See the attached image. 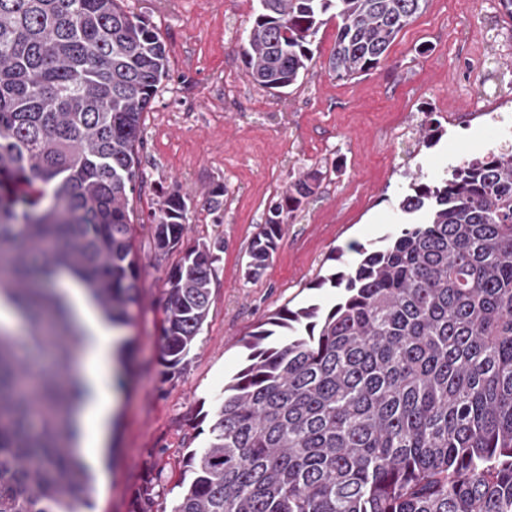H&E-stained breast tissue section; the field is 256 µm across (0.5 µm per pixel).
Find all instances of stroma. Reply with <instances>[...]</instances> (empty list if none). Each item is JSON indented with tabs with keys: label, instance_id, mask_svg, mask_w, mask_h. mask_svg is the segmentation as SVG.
Here are the masks:
<instances>
[{
	"label": "stroma",
	"instance_id": "obj_1",
	"mask_svg": "<svg viewBox=\"0 0 512 512\" xmlns=\"http://www.w3.org/2000/svg\"><path fill=\"white\" fill-rule=\"evenodd\" d=\"M166 44L170 77L144 114L143 182L133 201L143 301L125 328L133 340L131 381L118 393L108 449L90 459L93 512H129L146 480L172 488L187 447L207 434L194 415L211 408L245 365L250 333L283 306L334 305L335 288H311L317 275L351 265L334 248L377 241L400 221L412 175L435 176L481 149L487 137L472 112L493 92L512 97V16L500 0H428L376 70L352 80L329 72L335 22L314 42L312 68L279 94L253 84L242 37L258 0H125ZM441 125L431 147L408 121ZM327 167L313 201L295 212L261 277L247 279L245 252L272 200L310 164ZM224 185V208L208 191ZM189 197L185 245L219 240L207 324L187 368L164 375L159 363L163 293L178 253L156 255L147 219L158 191Z\"/></svg>",
	"mask_w": 512,
	"mask_h": 512
}]
</instances>
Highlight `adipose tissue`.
Wrapping results in <instances>:
<instances>
[{
	"label": "adipose tissue",
	"instance_id": "1",
	"mask_svg": "<svg viewBox=\"0 0 512 512\" xmlns=\"http://www.w3.org/2000/svg\"><path fill=\"white\" fill-rule=\"evenodd\" d=\"M64 291L90 336V347L83 356L79 368V379L86 390V395L75 413L78 427L77 443L81 452L97 456L107 446L115 409L110 382L111 353L116 333L96 315L83 289L68 285Z\"/></svg>",
	"mask_w": 512,
	"mask_h": 512
}]
</instances>
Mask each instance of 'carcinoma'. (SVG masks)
Masks as SVG:
<instances>
[{"label": "carcinoma", "mask_w": 512, "mask_h": 512, "mask_svg": "<svg viewBox=\"0 0 512 512\" xmlns=\"http://www.w3.org/2000/svg\"><path fill=\"white\" fill-rule=\"evenodd\" d=\"M258 2L244 65L282 93L309 75L329 20L330 71L351 79L427 0ZM168 75L157 29L124 0H0V306L24 324L0 329V512L92 509L70 374L86 337L56 281L79 282L106 322L132 321L142 116ZM322 176L298 173L268 207L247 277ZM398 209V228L349 242L356 262L310 284L340 289L333 306H285L251 334L246 366L199 417L208 438L185 454L172 507L146 483L131 512H512V151L412 180ZM187 213L180 189L160 191L157 252L180 249ZM222 250L199 241L168 271V375L203 332Z\"/></svg>", "instance_id": "carcinoma-1"}]
</instances>
